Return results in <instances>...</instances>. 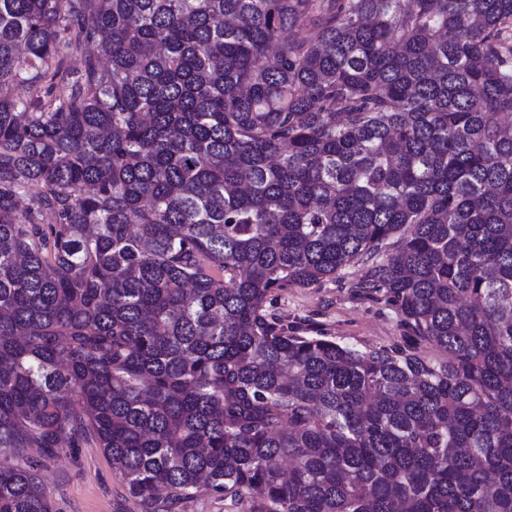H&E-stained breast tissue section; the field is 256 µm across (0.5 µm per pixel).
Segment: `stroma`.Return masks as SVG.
<instances>
[{
	"label": "stroma",
	"instance_id": "stroma-1",
	"mask_svg": "<svg viewBox=\"0 0 512 512\" xmlns=\"http://www.w3.org/2000/svg\"><path fill=\"white\" fill-rule=\"evenodd\" d=\"M361 266L312 287H292L269 296L266 310L289 330L329 336L363 348L406 345L409 333L395 308L355 289ZM4 465H30L48 497L51 512H141L136 499L112 471L102 449L82 445L47 459L38 449L1 456Z\"/></svg>",
	"mask_w": 512,
	"mask_h": 512
}]
</instances>
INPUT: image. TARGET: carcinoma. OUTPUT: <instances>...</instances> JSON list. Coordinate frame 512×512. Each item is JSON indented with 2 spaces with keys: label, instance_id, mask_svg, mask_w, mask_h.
Masks as SVG:
<instances>
[{
  "label": "carcinoma",
  "instance_id": "1",
  "mask_svg": "<svg viewBox=\"0 0 512 512\" xmlns=\"http://www.w3.org/2000/svg\"><path fill=\"white\" fill-rule=\"evenodd\" d=\"M353 264L412 344L266 311ZM85 443L142 512H512V0H0V455ZM176 512H224V501L202 490L193 501L183 504Z\"/></svg>",
  "mask_w": 512,
  "mask_h": 512
}]
</instances>
